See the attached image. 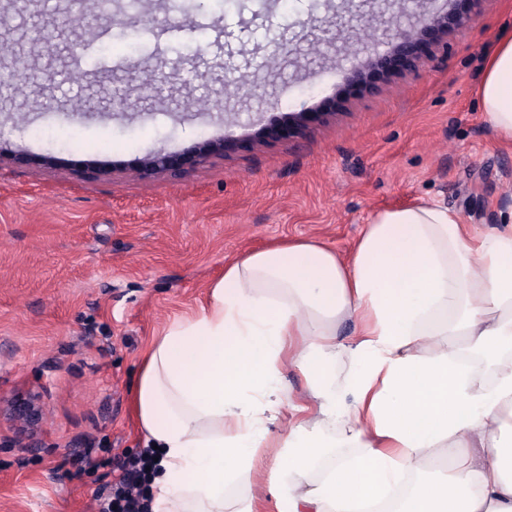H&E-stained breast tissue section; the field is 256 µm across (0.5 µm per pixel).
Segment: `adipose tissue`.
<instances>
[{
  "mask_svg": "<svg viewBox=\"0 0 512 512\" xmlns=\"http://www.w3.org/2000/svg\"><path fill=\"white\" fill-rule=\"evenodd\" d=\"M477 95L512 144L511 35ZM135 407L153 512H225L236 486V512H512V224L482 233L419 201L376 212L344 255L309 238L252 250L152 340Z\"/></svg>",
  "mask_w": 512,
  "mask_h": 512,
  "instance_id": "obj_1",
  "label": "adipose tissue"
}]
</instances>
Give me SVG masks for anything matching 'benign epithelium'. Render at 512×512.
<instances>
[{
    "mask_svg": "<svg viewBox=\"0 0 512 512\" xmlns=\"http://www.w3.org/2000/svg\"><path fill=\"white\" fill-rule=\"evenodd\" d=\"M468 17L463 15H436L428 10L427 2H422L418 18L412 27H388L384 31L390 33L393 40L392 51L386 55H376L370 59L365 68L353 72L354 81L369 90L392 73L395 65L412 69L418 58L419 50L427 45L440 42L452 30H461L467 26ZM227 147V139L207 143L198 148L197 161L204 162L211 155L221 153ZM143 167L147 171L168 173L172 176L180 174L179 165L171 156L157 152L148 157ZM41 412L34 400L28 399L19 404L11 413L12 421L23 431L32 428L39 420Z\"/></svg>",
    "mask_w": 512,
    "mask_h": 512,
    "instance_id": "obj_1",
    "label": "benign epithelium"
}]
</instances>
